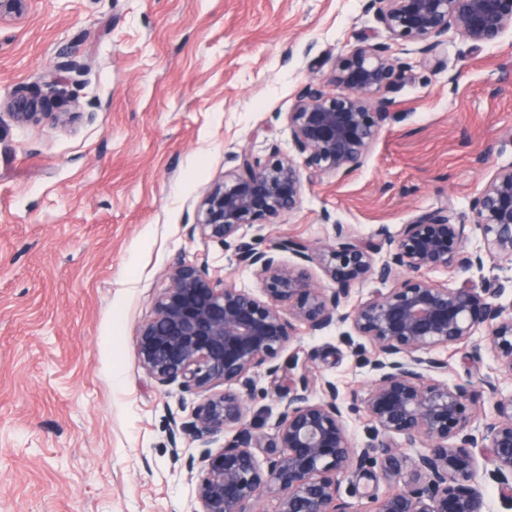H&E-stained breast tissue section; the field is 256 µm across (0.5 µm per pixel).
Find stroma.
<instances>
[{"mask_svg": "<svg viewBox=\"0 0 512 512\" xmlns=\"http://www.w3.org/2000/svg\"><path fill=\"white\" fill-rule=\"evenodd\" d=\"M367 0H27L0 13V102L55 87L65 127L0 109V512H193L195 468L224 446L181 431L203 399L158 386L137 333L179 259L259 291L232 248L193 232L203 193L237 166L292 145L297 90L378 30ZM84 75L54 86L65 55ZM438 65L412 57L399 114L356 171L304 180L299 204L248 234L264 250L358 238L447 210L467 224L486 180L512 163V36L455 35ZM456 83H449L450 75ZM491 155H484V148ZM343 327L291 339L279 363L340 400L366 391L372 349ZM446 379L477 393L486 350H437Z\"/></svg>", "mask_w": 512, "mask_h": 512, "instance_id": "35a3bbf8", "label": "stroma"}]
</instances>
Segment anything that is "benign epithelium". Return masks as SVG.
Masks as SVG:
<instances>
[{
	"label": "benign epithelium",
	"instance_id": "7a95c632",
	"mask_svg": "<svg viewBox=\"0 0 512 512\" xmlns=\"http://www.w3.org/2000/svg\"><path fill=\"white\" fill-rule=\"evenodd\" d=\"M367 10L403 54L424 61L437 58L450 33L480 47L512 32V0H368ZM410 69L387 45L362 38L332 63L330 82L347 93L314 79L297 92L286 116L293 154L264 162L247 151L236 155V169L198 205L194 228L204 239L234 241L233 262L256 269L262 294L214 281L207 267L180 260L153 318L139 328L137 360L148 376L160 386L178 383L204 393L182 429L198 439L229 434L224 448L203 459L193 512H260L266 493L275 497L272 512H350L342 486L353 473L402 483L370 495L375 512H490L482 479L497 485L501 503L512 510V301H502L505 285H478L470 276L486 255L512 259V163L498 167L473 202L471 247L465 225L439 212L418 216L396 235L381 227L369 239L335 223L333 241L321 246L286 239L260 251L241 233L292 211L303 172L359 169L381 129L398 119L387 94ZM85 70L67 56L55 84ZM7 108L21 124L63 126L72 116L50 111L41 94H16ZM278 251L291 252L297 264L285 265ZM312 265L332 287L313 282ZM433 271L452 272L456 285L432 281L427 273ZM366 281L380 287L347 306L351 287ZM341 325L348 326L346 339L356 335L374 348L371 385L346 405L338 402L335 383L322 382L315 399L305 376L283 374L276 363L299 330L314 335ZM473 340L496 361L480 378L493 412L479 425L466 414L471 393L437 379L448 362L434 356ZM262 366L288 390L272 434L246 421ZM221 384L224 390L214 391ZM351 416L366 420L360 446L348 433ZM403 446L413 453L400 452Z\"/></svg>",
	"mask_w": 512,
	"mask_h": 512
}]
</instances>
